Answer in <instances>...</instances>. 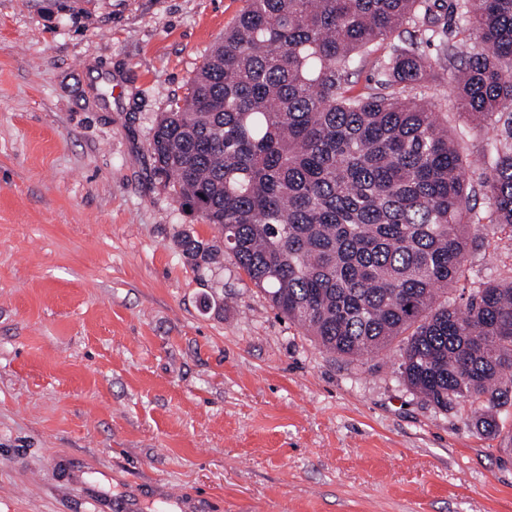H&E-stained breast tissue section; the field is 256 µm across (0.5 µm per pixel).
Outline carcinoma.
I'll list each match as a JSON object with an SVG mask.
<instances>
[{"label":"carcinoma","mask_w":512,"mask_h":512,"mask_svg":"<svg viewBox=\"0 0 512 512\" xmlns=\"http://www.w3.org/2000/svg\"><path fill=\"white\" fill-rule=\"evenodd\" d=\"M449 10L469 38L447 40ZM410 27L455 69L453 109L505 127L476 184L439 111L448 97L421 93L443 77ZM385 40L380 78L356 89V59ZM511 138L512 0H246L149 150L180 207L218 230L178 236L196 269L231 253L329 352L401 340L404 384L442 411L470 404L496 435L512 402V281L479 284L462 307L450 286L483 225L512 233Z\"/></svg>","instance_id":"cac0c4a2"}]
</instances>
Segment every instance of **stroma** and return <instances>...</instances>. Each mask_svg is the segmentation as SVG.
Masks as SVG:
<instances>
[{
    "mask_svg": "<svg viewBox=\"0 0 512 512\" xmlns=\"http://www.w3.org/2000/svg\"><path fill=\"white\" fill-rule=\"evenodd\" d=\"M245 0H0V512H512L507 431L280 316L155 175L156 119ZM448 127L477 161L494 132ZM512 278L484 225L463 277Z\"/></svg>",
    "mask_w": 512,
    "mask_h": 512,
    "instance_id": "35a3bbf8",
    "label": "stroma"
}]
</instances>
